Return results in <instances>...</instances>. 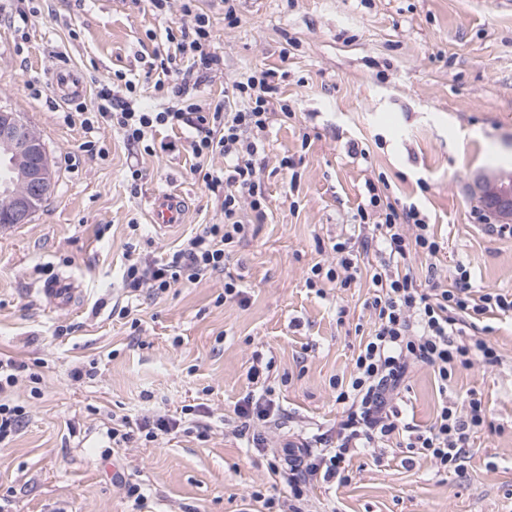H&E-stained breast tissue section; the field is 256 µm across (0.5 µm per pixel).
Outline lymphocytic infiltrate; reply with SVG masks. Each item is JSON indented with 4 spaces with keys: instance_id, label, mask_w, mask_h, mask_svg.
Listing matches in <instances>:
<instances>
[{
    "instance_id": "lymphocytic-infiltrate-1",
    "label": "lymphocytic infiltrate",
    "mask_w": 512,
    "mask_h": 512,
    "mask_svg": "<svg viewBox=\"0 0 512 512\" xmlns=\"http://www.w3.org/2000/svg\"><path fill=\"white\" fill-rule=\"evenodd\" d=\"M183 15L194 23L180 31L166 30L167 42L190 60L198 73L209 74L220 67V57L211 50L208 17L195 12L194 0H182ZM154 88L163 97L178 100L175 108L161 111L143 106L136 85L125 81L124 96L114 93V80L100 82L94 110L84 118L85 130L101 124L117 129L131 153H155L157 128L180 130L187 138L195 159L190 172L218 197L224 221L198 225L194 233L166 259L144 262L130 260L123 276L130 291L147 292L158 298L178 285L190 286L213 276L224 278V298L246 304L248 297L237 278L225 272L237 247L246 240L251 223L267 217L268 197L261 179L265 135L273 111L293 118L294 112L281 98L270 71L233 80L230 100L213 110L203 109L187 95L188 73L175 68L172 58L155 55L148 64ZM222 156L223 167L212 164ZM252 220H245L244 211ZM358 217L369 233L359 241L334 242L336 256L330 263H315L309 269L307 288L324 286L348 288L368 279L371 295L365 305L372 328L359 344L348 381H337V401L346 404L347 414L336 430L334 445L320 452H306L295 461L272 463L273 475L288 483L294 496H301L313 477L324 481L347 482L345 464L361 449H378L394 436H405L406 445L428 458L437 474L462 473L467 462L471 437L487 426L479 398L466 405L443 402L434 422L421 428L406 422L391 404L390 394L404 382L409 368L431 369L440 393H447L453 369L474 364L495 366L496 348L480 338L481 323L487 315L512 312V295L493 289L473 290L466 269H458L450 282L439 280L436 272L418 279L408 268L412 255L435 257L441 243L431 231L417 205L402 208L389 202L386 189L374 180L365 183V202ZM378 263L364 265L369 252ZM27 378L31 394H38L43 377L28 363L0 359V441L22 428L25 412L9 395L20 378ZM281 408L272 387L247 394L235 408L238 436H251L253 444L264 442L263 429L281 418ZM182 422L165 413H156L133 422L117 420L108 435L113 447L130 442H153L177 432Z\"/></svg>"
}]
</instances>
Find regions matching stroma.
<instances>
[{"label": "stroma", "instance_id": "35a3bbf8", "mask_svg": "<svg viewBox=\"0 0 512 512\" xmlns=\"http://www.w3.org/2000/svg\"><path fill=\"white\" fill-rule=\"evenodd\" d=\"M240 24L224 26V0H197L212 23L220 72L190 89L199 104L224 98L225 81L271 69L295 116L273 114L264 181L268 218L229 266L246 305L221 303L224 282L207 279L162 298L122 286L129 251L160 258L200 224L223 221L219 203L190 173L183 148L130 156L112 129L86 132L77 106L93 107L96 83L122 72L143 103L168 102L145 70L168 51L166 26L183 22L178 0L152 12L136 0H0L25 24L0 23V109L41 136L54 186L30 223L0 235V356L41 362L40 396L20 382L23 428L0 446V512H268L254 492L292 499L266 453L233 436L237 403L255 391L254 354L270 361L269 383L285 416L269 446L333 435L345 410L335 380L349 377L369 312L367 288L305 286L308 269L332 260L340 238H357L364 183L384 178L397 205L416 204L443 248L436 265L471 274L473 289L512 293V236L489 233L474 215L479 176L512 171V4L505 0H234ZM294 47H287V40ZM84 85L60 102L52 70ZM94 141L103 154L84 152ZM362 142L368 160L351 158ZM294 171L282 168L283 158ZM143 178L131 189L125 173ZM183 195V224L165 235L147 197ZM138 232H131V225ZM83 288L58 310L42 294L49 274ZM129 305L131 317L112 313ZM501 359L453 373L459 403L481 397L492 429L470 441L464 473L440 476L429 459L399 445L379 458H351L349 480L314 482L298 512H512V316L485 334ZM95 363L75 382L74 366ZM396 403L408 421L430 424L440 395L430 369L415 367ZM202 405L206 437L178 433L111 449L113 418ZM130 484L147 495L136 510Z\"/></svg>", "mask_w": 512, "mask_h": 512}]
</instances>
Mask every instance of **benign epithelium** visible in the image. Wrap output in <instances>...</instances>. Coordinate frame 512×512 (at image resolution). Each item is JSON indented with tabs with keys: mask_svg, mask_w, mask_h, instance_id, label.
<instances>
[{
	"mask_svg": "<svg viewBox=\"0 0 512 512\" xmlns=\"http://www.w3.org/2000/svg\"><path fill=\"white\" fill-rule=\"evenodd\" d=\"M0 151L14 174L15 191H6L18 224L33 217L37 203L53 188V172L42 140L31 136L13 112L0 110ZM479 195L494 211L500 223L512 224V173L484 176L479 181Z\"/></svg>",
	"mask_w": 512,
	"mask_h": 512,
	"instance_id": "7a95c632",
	"label": "benign epithelium"
}]
</instances>
